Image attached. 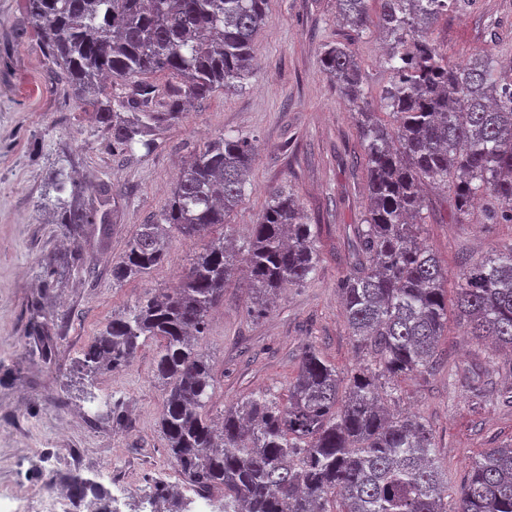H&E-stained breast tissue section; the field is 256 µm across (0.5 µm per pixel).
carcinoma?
<instances>
[{
    "label": "carcinoma",
    "instance_id": "obj_1",
    "mask_svg": "<svg viewBox=\"0 0 512 512\" xmlns=\"http://www.w3.org/2000/svg\"><path fill=\"white\" fill-rule=\"evenodd\" d=\"M357 34L391 39L383 59L390 75L380 118L365 92L361 65L338 43L320 58L323 71L350 104L367 165L369 205L352 224V270L340 281L344 317L367 364L344 377L313 346L300 354L287 399L257 390L212 417L215 381L198 346L207 317L240 268L253 292L251 311L266 313L274 293L306 283L317 255L308 216L285 188L271 192L248 240L229 251L211 239L185 265L171 292L144 297L104 323L83 351L92 374L133 365L144 342L161 340L154 378L163 387L160 430L168 454L200 491L224 490L221 512H512V443L476 458L453 505L448 473L434 458L435 440L419 417L393 415L380 380L428 369L448 327V308L470 334L512 352V242L464 263L448 302V270L418 241L425 223L423 190L448 186L459 222L473 202L484 221L512 224V63L487 57L448 60L432 29L461 0H336ZM268 0H27L43 53L63 67L79 101L93 106L112 149L150 151L164 126L186 107L252 75L254 40ZM164 73L178 85L140 81L117 98L107 77L128 80ZM254 140L222 133L194 151L167 205L137 224L112 281L165 264L177 237L210 234L247 191ZM59 232L79 248L88 232L110 238L105 209L84 202L76 184L56 179ZM85 512H112L96 481L51 474Z\"/></svg>",
    "mask_w": 512,
    "mask_h": 512
}]
</instances>
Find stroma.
<instances>
[{
	"label": "stroma",
	"instance_id": "stroma-1",
	"mask_svg": "<svg viewBox=\"0 0 512 512\" xmlns=\"http://www.w3.org/2000/svg\"><path fill=\"white\" fill-rule=\"evenodd\" d=\"M434 36L453 62L481 51L510 60L512 0H464L435 25ZM337 42L351 44L369 95L378 99L389 82L378 35L359 36L341 24L336 0H269L252 77L190 107L163 130L155 151L118 157L95 111L76 99L65 73L41 52L26 0H0V512H18L19 495L41 493L40 475L50 470L102 483L115 498L114 512H150L148 485L155 481L191 499L158 428L164 393L153 375L156 341L120 372L85 376L77 360L103 323L172 286L205 247L202 238L175 239L167 263L112 281V264L134 225L164 208L189 152L221 133L250 136L258 146L228 233L245 242L270 190L284 187L313 225L318 263L307 283L282 290L260 316L250 311L245 274L225 286L199 342L213 362L216 409L261 388L287 395L308 345L344 375L366 363L348 334L338 292L350 270V227L367 208V189L358 129L320 66L324 48ZM63 166L86 199L106 179L121 196L107 248L86 249L91 273H68L45 289L46 263L69 255L56 212L42 204ZM426 214L419 237L452 276L461 261L512 240V224H486L477 213L456 223L453 196L443 188L429 193ZM38 309L59 324L47 356L32 333ZM439 354L433 369L395 380L387 404L431 427L436 459L456 492L479 453L512 442V401L496 397L512 385V375L454 313Z\"/></svg>",
	"mask_w": 512,
	"mask_h": 512
}]
</instances>
